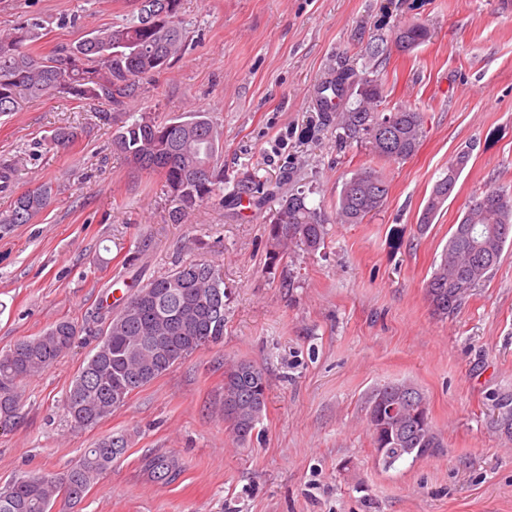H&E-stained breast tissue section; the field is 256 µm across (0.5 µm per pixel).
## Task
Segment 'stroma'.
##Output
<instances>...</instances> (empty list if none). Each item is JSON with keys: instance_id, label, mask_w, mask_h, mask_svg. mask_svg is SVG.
<instances>
[{"instance_id": "35a3bbf8", "label": "stroma", "mask_w": 512, "mask_h": 512, "mask_svg": "<svg viewBox=\"0 0 512 512\" xmlns=\"http://www.w3.org/2000/svg\"><path fill=\"white\" fill-rule=\"evenodd\" d=\"M129 0H0V32L41 19L43 54L123 22ZM64 15L77 16L60 26ZM182 53L140 83L128 109L103 119L94 105L37 98L0 116V158L17 163L0 213L46 185L50 205L28 224H0V352L69 319L75 347L23 382L22 421L0 431V486L63 471L107 434L130 443L81 503L54 512H512V245L449 315L424 285L472 197L512 190V12L505 0H183ZM431 39L404 52L396 27ZM382 78L386 111L424 119L416 153L401 162L341 146L313 105L333 70ZM166 120L205 112L223 130L224 191L172 223L159 175L112 148L129 114ZM85 133L51 149L61 127ZM470 159L432 224L418 220L435 182L462 149ZM382 169L388 199L360 224L336 221L345 179ZM302 189L328 235L315 252L272 257L265 226L275 199ZM146 250H139V243ZM178 260L224 273V340L186 358L95 428L73 431L62 399L104 323L96 312ZM140 279V280H141ZM261 366L269 404L249 447L220 412L224 361ZM407 381L426 396L439 454L378 464L366 422L373 390ZM175 458V480L149 461Z\"/></svg>"}]
</instances>
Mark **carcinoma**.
Segmentation results:
<instances>
[{"instance_id":"carcinoma-1","label":"carcinoma","mask_w":512,"mask_h":512,"mask_svg":"<svg viewBox=\"0 0 512 512\" xmlns=\"http://www.w3.org/2000/svg\"><path fill=\"white\" fill-rule=\"evenodd\" d=\"M133 14L125 22L93 31L58 52L42 55L33 44L42 26L36 18L18 22L0 36V114L18 112L25 102L42 96L95 102L108 112L123 109L138 84L161 74L183 46L179 26L181 0H132ZM431 32L416 23L400 27L395 41L411 51L426 43ZM358 73L354 67L337 70L330 81L337 96L336 128L343 143L366 145L379 159L404 161L417 151L423 118L415 109L380 112L384 84L369 78L367 108L359 112L344 98ZM389 122L391 139L376 134ZM77 129H62L53 145L65 150L79 138ZM117 152L141 170L162 175L174 208L170 221L178 223L196 207L224 189L223 131L205 112L158 121L142 113L112 134ZM462 150L448 163L451 177L432 187L420 216L430 224L454 193L469 161ZM390 185L375 168H361L346 179L336 201V219L361 224L381 210ZM51 202V188L40 187L19 195L0 224H27ZM326 220L302 190L278 199L267 224V240L276 256L290 247L316 251L325 245ZM512 242V192L490 187L475 196L459 222L453 225L439 265L425 283L435 313L459 308L480 282L499 264ZM224 290L222 269L197 260L179 261L171 269L126 295L109 312L104 336L85 358L66 391L63 409L77 429L95 427L141 389L194 352L224 337V311L210 309L216 290ZM81 328L62 319L38 336L18 341L0 353V428L20 419L23 381L44 372L63 355V345H75ZM268 404L263 368L246 360H224V423L234 440L246 446L262 421ZM373 447L384 449L381 465L390 469L406 460L417 461L443 447L435 431L423 393L406 382L387 383L373 393L367 407ZM129 445L125 434L104 436L84 449L64 472L29 473L0 488V512H52L59 495L70 502L82 499ZM161 480H172L178 462L165 455L150 461Z\"/></svg>"}]
</instances>
